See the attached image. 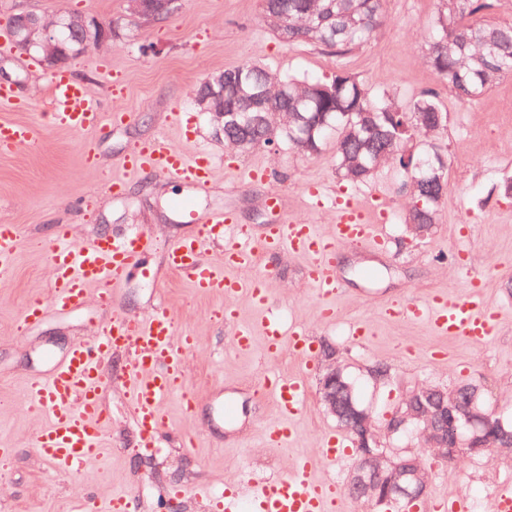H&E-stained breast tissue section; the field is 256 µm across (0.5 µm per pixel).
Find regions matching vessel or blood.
<instances>
[{
    "label": "vessel or blood",
    "instance_id": "vessel-or-blood-1",
    "mask_svg": "<svg viewBox=\"0 0 512 512\" xmlns=\"http://www.w3.org/2000/svg\"><path fill=\"white\" fill-rule=\"evenodd\" d=\"M49 83L56 122L78 133L100 126L102 106L83 86L64 73L51 75ZM35 138L32 125L0 119L1 152L31 145ZM122 166L131 173L159 171L204 188L213 179L216 163L205 153L186 156L166 137L159 136L127 156ZM218 242L224 245V262L219 267L205 259L207 248ZM381 243L378 225L370 223L362 208L350 200L337 202L334 223L325 236L315 225L284 218L269 225L264 237L255 241L231 213L221 211L205 221L198 236L170 245L167 261L170 269L186 278L199 294L219 293L228 301L244 295L255 307L264 309L270 305L266 288L270 273L257 270L261 258L284 251L307 257L308 282L327 301L339 291L333 267L337 246ZM21 244L19 225L0 224L1 278L12 270ZM154 248L153 239L143 234L101 237L82 244L74 241L67 226H59L48 247L52 269L49 294L44 299H30L22 306L21 323L38 321L50 308L79 309L92 294L100 301H109L113 286L124 281ZM245 268L253 269V276L246 280L234 277V270ZM383 314L392 321H426L437 335L477 344L496 334L495 316L478 281L454 297L436 293L423 301L392 303ZM258 332L264 336L267 358L286 350L303 361L311 360L313 347L304 328L283 327L273 317L258 327L236 323L229 339L231 348L239 353L250 352ZM193 347V336L178 332L171 313L159 309L145 318L113 314L90 341L74 345L60 357L47 351L49 372L30 376L24 394L29 408L49 418L48 425L34 436L38 455L59 474L79 471L98 457L108 423L99 403L104 387L100 364L112 351L125 348L134 353L125 376L132 384L131 402L140 445L158 447L168 429L163 412L167 400L180 397L187 413L195 411L194 397L185 386L187 355ZM257 386L259 392L275 402L280 417L279 423L267 430L265 444L271 448L287 447L292 437L289 421L308 403L306 383L297 376L271 372L260 376ZM348 455V443L330 435L323 439L317 454H295L284 477L247 490L236 483L219 492L205 487L200 494L213 504L214 512H235L245 501L254 512H335L337 485L316 478L314 471L319 464H333Z\"/></svg>",
    "mask_w": 512,
    "mask_h": 512
}]
</instances>
